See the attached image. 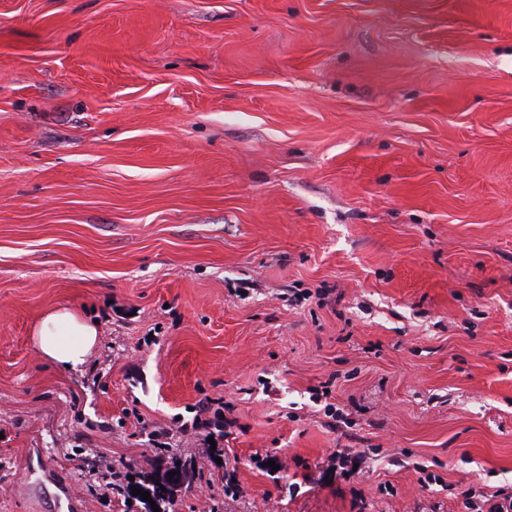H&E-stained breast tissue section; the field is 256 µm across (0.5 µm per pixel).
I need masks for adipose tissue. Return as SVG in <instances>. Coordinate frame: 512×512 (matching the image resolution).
I'll return each instance as SVG.
<instances>
[{"mask_svg": "<svg viewBox=\"0 0 512 512\" xmlns=\"http://www.w3.org/2000/svg\"><path fill=\"white\" fill-rule=\"evenodd\" d=\"M98 325L68 307L41 317L33 329V341L43 359L59 367L82 370L98 342Z\"/></svg>", "mask_w": 512, "mask_h": 512, "instance_id": "adipose-tissue-1", "label": "adipose tissue"}]
</instances>
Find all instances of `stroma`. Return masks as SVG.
<instances>
[{"instance_id": "stroma-1", "label": "stroma", "mask_w": 512, "mask_h": 512, "mask_svg": "<svg viewBox=\"0 0 512 512\" xmlns=\"http://www.w3.org/2000/svg\"><path fill=\"white\" fill-rule=\"evenodd\" d=\"M173 458V512L512 491V0H0V512ZM98 324L69 307H58L41 317L33 341L43 359L71 371H80L98 342Z\"/></svg>"}]
</instances>
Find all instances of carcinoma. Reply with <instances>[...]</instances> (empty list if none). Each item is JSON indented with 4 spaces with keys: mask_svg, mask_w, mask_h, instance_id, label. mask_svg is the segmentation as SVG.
<instances>
[{
    "mask_svg": "<svg viewBox=\"0 0 512 512\" xmlns=\"http://www.w3.org/2000/svg\"><path fill=\"white\" fill-rule=\"evenodd\" d=\"M192 469V464L184 463L171 470L161 469L150 476H142L128 470L124 473L112 474V481L123 490L125 498L139 503L141 512H154L156 506L160 508V512H169L177 493L190 482ZM172 470L176 475L170 478L168 473ZM135 487L150 492L153 502L149 503L143 500V497L133 495Z\"/></svg>",
    "mask_w": 512,
    "mask_h": 512,
    "instance_id": "obj_1",
    "label": "carcinoma"
}]
</instances>
